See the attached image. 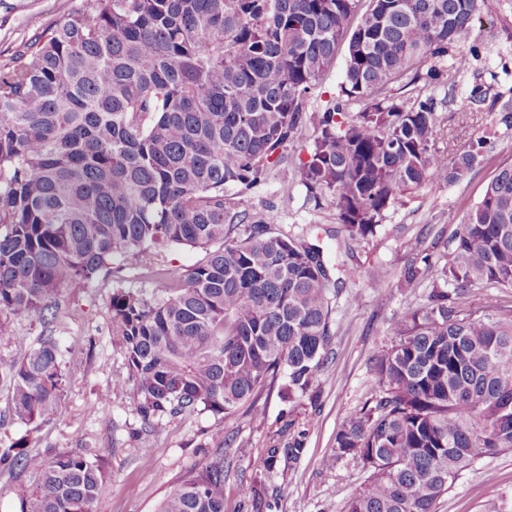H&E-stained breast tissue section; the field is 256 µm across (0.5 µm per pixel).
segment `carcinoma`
Listing matches in <instances>:
<instances>
[{"label":"carcinoma","instance_id":"obj_1","mask_svg":"<svg viewBox=\"0 0 512 512\" xmlns=\"http://www.w3.org/2000/svg\"><path fill=\"white\" fill-rule=\"evenodd\" d=\"M481 0H82L0 64V343L6 322L41 326L23 359L0 366L5 411L38 430L65 390L54 326L64 292L127 261L159 282L119 283L108 310L124 381L140 415L227 413L283 379L304 397L326 361L332 279L321 249L253 220L227 193L250 190L315 135L296 178L329 197L351 239L376 234L409 190L452 184L485 159L479 139L447 160L434 147L433 97L399 101L389 86L448 56ZM356 26H351L352 21ZM348 42L341 97L316 116L307 96ZM487 92L452 99L466 122ZM362 104L352 114L350 102ZM443 266L411 264L402 285L433 278L428 303L390 324L375 362L373 405L347 420L333 465L370 470L344 512H435L463 471L512 451V314H465L458 299L512 289V166L500 168L452 238ZM203 258L175 273L157 249ZM301 437L272 449L288 460ZM28 472L20 512H92L109 479L99 455L51 458L0 448V474ZM224 449L208 455L159 512H224Z\"/></svg>","mask_w":512,"mask_h":512}]
</instances>
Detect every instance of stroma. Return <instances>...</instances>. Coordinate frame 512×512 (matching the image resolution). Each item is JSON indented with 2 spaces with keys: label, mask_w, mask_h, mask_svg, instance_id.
Wrapping results in <instances>:
<instances>
[{
  "label": "stroma",
  "mask_w": 512,
  "mask_h": 512,
  "mask_svg": "<svg viewBox=\"0 0 512 512\" xmlns=\"http://www.w3.org/2000/svg\"><path fill=\"white\" fill-rule=\"evenodd\" d=\"M82 0H0V63L38 28L61 14L77 10ZM478 48L469 69L455 85L404 82L392 85L393 96H434L440 103L436 146L452 154L485 136L487 160L453 184L429 183L403 197L391 208L375 236L349 239L330 198L310 199L297 182L294 168L306 147H288L285 159L265 181L234 196L233 210L251 215L275 206L280 231L321 248L332 277L354 271L340 288L330 322L328 361L313 395L289 402L277 387L268 386L253 406L226 414L195 411L160 421H145L137 412L131 385H117L125 375L123 350L113 338L108 300L114 281H131L137 288H155L154 280L129 268L116 269L111 279L66 293L55 335L63 351L66 393L56 420L36 432L21 421L0 424V448L25 440L29 453H56L90 448L103 457L112 477L93 512H158L166 496L197 469L206 452L224 449V512H343L346 502L364 485L368 473L359 460L336 465L323 460L336 446L342 424L371 402L378 385L374 362L390 347L389 325L410 308L422 306L433 287L430 279L405 288L403 273L414 255L445 262L458 220L480 201L499 167L512 166V128L498 125L493 115L479 113L459 124L452 97L468 94L477 84L489 96L512 99V0H486L473 25L454 47L465 54ZM383 283L372 287L373 274ZM110 390L108 405L98 396ZM153 444L141 446L144 432ZM303 435L298 460L270 461L268 451L289 437ZM436 512H512V451L484 457L464 471L442 497Z\"/></svg>",
  "instance_id": "35a3bbf8"
}]
</instances>
